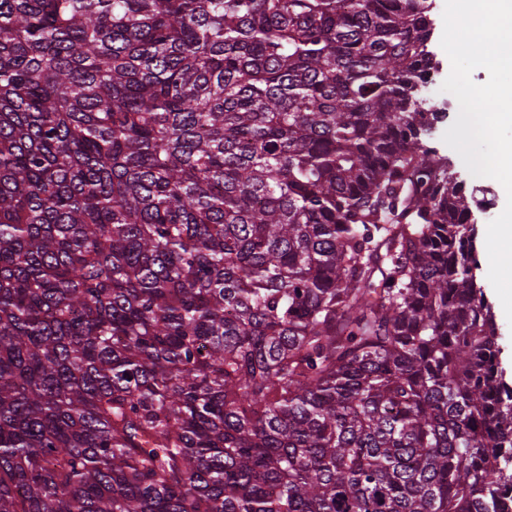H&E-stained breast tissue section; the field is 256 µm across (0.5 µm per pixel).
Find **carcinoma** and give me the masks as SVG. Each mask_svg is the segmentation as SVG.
<instances>
[{
  "mask_svg": "<svg viewBox=\"0 0 512 512\" xmlns=\"http://www.w3.org/2000/svg\"><path fill=\"white\" fill-rule=\"evenodd\" d=\"M433 3L0 0V512H512Z\"/></svg>",
  "mask_w": 512,
  "mask_h": 512,
  "instance_id": "1",
  "label": "carcinoma"
}]
</instances>
